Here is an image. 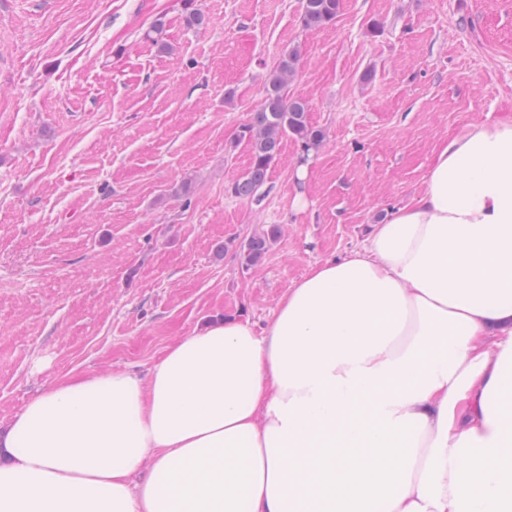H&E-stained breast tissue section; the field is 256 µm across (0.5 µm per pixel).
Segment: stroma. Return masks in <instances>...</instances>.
I'll return each instance as SVG.
<instances>
[{"instance_id":"stroma-1","label":"stroma","mask_w":512,"mask_h":512,"mask_svg":"<svg viewBox=\"0 0 512 512\" xmlns=\"http://www.w3.org/2000/svg\"><path fill=\"white\" fill-rule=\"evenodd\" d=\"M294 47L289 91L325 139H284L256 199L234 198L237 132ZM507 118L512 0H341L317 29L300 0H0V424L67 375H148L224 316L263 331L313 266L420 195L444 142ZM277 227L255 231L240 247L239 258L246 269L259 265L277 239Z\"/></svg>"}]
</instances>
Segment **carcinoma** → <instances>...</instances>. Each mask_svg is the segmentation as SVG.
Instances as JSON below:
<instances>
[{
    "instance_id": "carcinoma-1",
    "label": "carcinoma",
    "mask_w": 512,
    "mask_h": 512,
    "mask_svg": "<svg viewBox=\"0 0 512 512\" xmlns=\"http://www.w3.org/2000/svg\"><path fill=\"white\" fill-rule=\"evenodd\" d=\"M340 0H301V17L307 28H319L336 19ZM300 61L299 49L284 54L269 72L264 96L253 113L252 121L243 127L240 137L250 148L246 172L234 181L230 194L239 199H254L266 184L269 170L280 153L281 141L291 136L305 151L321 145L322 130L308 120V102L289 94L288 85L294 78ZM278 229L271 226L254 232L240 247L241 265L247 269L259 265L277 239Z\"/></svg>"
}]
</instances>
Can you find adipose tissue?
<instances>
[{
  "instance_id": "adipose-tissue-1",
  "label": "adipose tissue",
  "mask_w": 512,
  "mask_h": 512,
  "mask_svg": "<svg viewBox=\"0 0 512 512\" xmlns=\"http://www.w3.org/2000/svg\"><path fill=\"white\" fill-rule=\"evenodd\" d=\"M0 512H512V121L411 205L147 376H66L0 431Z\"/></svg>"
}]
</instances>
